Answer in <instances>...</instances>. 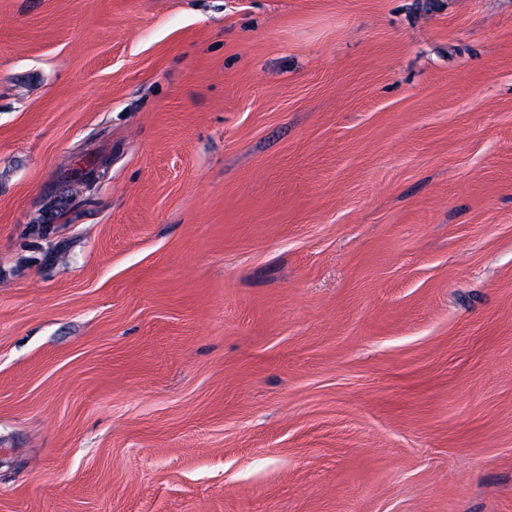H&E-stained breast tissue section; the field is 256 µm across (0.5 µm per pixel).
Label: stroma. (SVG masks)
Wrapping results in <instances>:
<instances>
[{
    "label": "stroma",
    "instance_id": "stroma-1",
    "mask_svg": "<svg viewBox=\"0 0 512 512\" xmlns=\"http://www.w3.org/2000/svg\"><path fill=\"white\" fill-rule=\"evenodd\" d=\"M0 512H512V0H0Z\"/></svg>",
    "mask_w": 512,
    "mask_h": 512
}]
</instances>
